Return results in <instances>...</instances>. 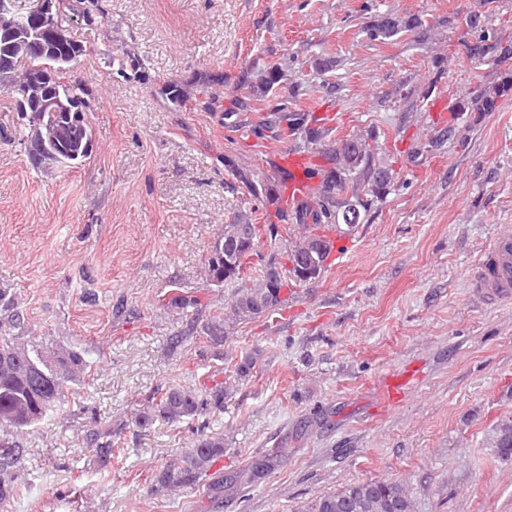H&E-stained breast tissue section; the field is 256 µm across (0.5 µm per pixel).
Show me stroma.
<instances>
[{
	"label": "stroma",
	"instance_id": "1",
	"mask_svg": "<svg viewBox=\"0 0 512 512\" xmlns=\"http://www.w3.org/2000/svg\"><path fill=\"white\" fill-rule=\"evenodd\" d=\"M473 10L512 42V0H90L71 74L89 90L86 164L32 168L0 96V288L34 343L92 365L62 413L25 435L19 494L0 512H300L370 479L406 484L416 512H512V462L493 443L512 419V300L486 305L469 287L480 251L512 229V95L493 112H448L512 72V58L468 56L461 20ZM388 11L419 15L430 38L370 40ZM324 57L338 65L322 75ZM283 60L289 82L273 99L328 117L334 137L374 133L396 181L281 314L235 323L223 359L249 354L255 367L233 382L185 330L223 315L234 293L208 288L205 264L237 208L282 238L298 233L224 165L229 155L270 174L292 148L261 134L257 113H229L243 71ZM175 286L206 294V307L167 309ZM207 374L230 383L223 408L129 426L157 390ZM394 375L408 384L392 399ZM107 426L118 438L104 466L87 437ZM202 428L223 434V458L195 486L155 492V473ZM282 444L287 459L256 484L222 490Z\"/></svg>",
	"mask_w": 512,
	"mask_h": 512
}]
</instances>
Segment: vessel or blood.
<instances>
[{"instance_id":"b4317fda","label":"vessel or blood","mask_w":512,"mask_h":512,"mask_svg":"<svg viewBox=\"0 0 512 512\" xmlns=\"http://www.w3.org/2000/svg\"><path fill=\"white\" fill-rule=\"evenodd\" d=\"M277 162L288 171L284 198L294 200L302 197L310 184L311 155L291 150L280 154ZM470 286L474 295L485 303L512 299V231L493 238L471 274Z\"/></svg>"}]
</instances>
